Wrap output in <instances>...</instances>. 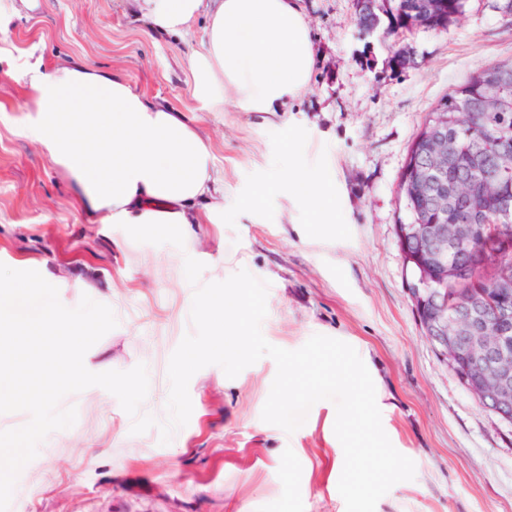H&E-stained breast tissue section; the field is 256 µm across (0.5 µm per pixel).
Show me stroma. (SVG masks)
Masks as SVG:
<instances>
[{
  "label": "stroma",
  "mask_w": 512,
  "mask_h": 512,
  "mask_svg": "<svg viewBox=\"0 0 512 512\" xmlns=\"http://www.w3.org/2000/svg\"><path fill=\"white\" fill-rule=\"evenodd\" d=\"M317 46L302 102L267 122L233 105L211 112L192 94L186 55L201 50L204 21L186 37L156 34L135 0H0V263L38 271L59 299L111 306L116 327L84 356L89 371L145 364L141 414L156 427L132 433L118 399L91 387L62 399L75 424L49 434L21 471L9 512H346L338 492L343 448L336 408L315 403L294 433L264 422L277 367L263 357L237 377L209 365L189 383L186 426L161 443L167 369L185 335L195 288L175 254L182 228L131 236L82 208L67 175L25 138L33 63L80 60L120 71L137 92L184 112L213 140L226 181L225 217L196 224L201 283L223 280L214 260L249 257L268 281L266 340L296 350L316 334L369 356L382 380V425L415 463L375 512H512V425L463 387L426 340L406 289L395 227L411 218L398 197L412 141L427 112L473 70L512 59L506 0H465L439 33H365L357 0H303ZM409 52L403 68L395 52ZM336 186V221L289 198L288 157Z\"/></svg>",
  "instance_id": "obj_1"
}]
</instances>
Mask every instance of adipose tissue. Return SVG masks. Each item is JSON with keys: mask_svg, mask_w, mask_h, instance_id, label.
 Here are the masks:
<instances>
[{"mask_svg": "<svg viewBox=\"0 0 512 512\" xmlns=\"http://www.w3.org/2000/svg\"><path fill=\"white\" fill-rule=\"evenodd\" d=\"M139 9L153 32L172 35L206 17L203 48L185 65L209 111L230 98L243 112H281L310 87L316 49L302 0H140ZM23 79L34 101L25 135L67 174L86 212L133 232L223 223L213 144L183 113L82 63L36 66ZM288 194L335 222V187L312 180L302 161L291 166Z\"/></svg>", "mask_w": 512, "mask_h": 512, "instance_id": "adipose-tissue-1", "label": "adipose tissue"}]
</instances>
